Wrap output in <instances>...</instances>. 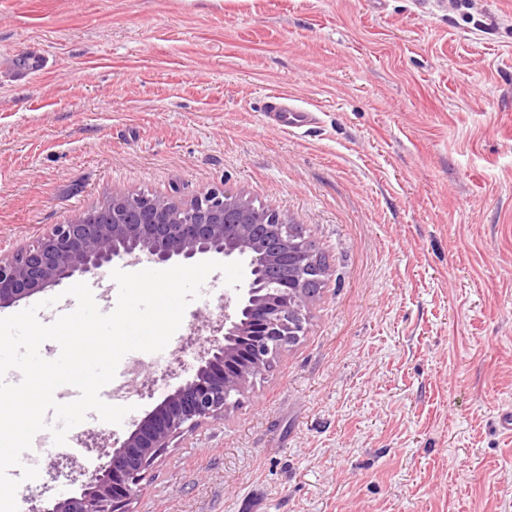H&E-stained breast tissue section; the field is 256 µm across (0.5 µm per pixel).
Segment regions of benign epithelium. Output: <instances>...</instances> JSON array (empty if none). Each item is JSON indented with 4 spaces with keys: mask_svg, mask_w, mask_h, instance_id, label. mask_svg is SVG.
<instances>
[{
    "mask_svg": "<svg viewBox=\"0 0 512 512\" xmlns=\"http://www.w3.org/2000/svg\"><path fill=\"white\" fill-rule=\"evenodd\" d=\"M295 226L273 207L256 208L241 193L210 188L176 202L166 195L114 193L35 244L0 254V308L13 305L76 275H98L121 257L149 256L166 264L201 256L248 263L250 278L224 293V317L213 326L222 337L200 347L191 378L112 444L107 465L81 491L32 512H130L144 472L185 431L218 419L236 404L283 347L299 337L304 311L329 269L314 246L297 245Z\"/></svg>",
    "mask_w": 512,
    "mask_h": 512,
    "instance_id": "benign-epithelium-1",
    "label": "benign epithelium"
}]
</instances>
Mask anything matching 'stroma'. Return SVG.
Listing matches in <instances>:
<instances>
[{"label":"stroma","instance_id":"obj_1","mask_svg":"<svg viewBox=\"0 0 512 512\" xmlns=\"http://www.w3.org/2000/svg\"><path fill=\"white\" fill-rule=\"evenodd\" d=\"M274 94L319 125L266 123ZM212 187L299 224L330 276L131 512H512V0H0L1 253L115 192ZM195 366L141 367L131 419L47 449L19 512Z\"/></svg>","mask_w":512,"mask_h":512}]
</instances>
